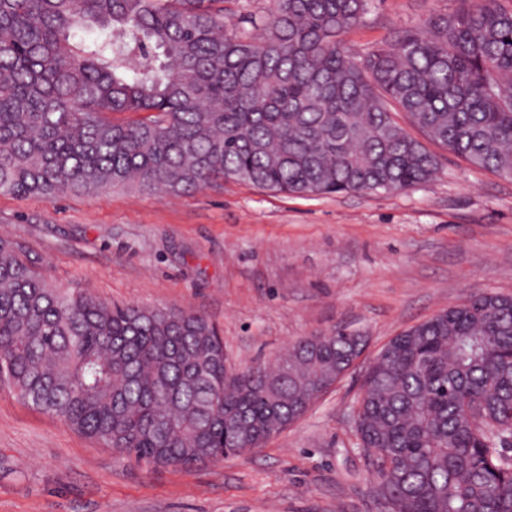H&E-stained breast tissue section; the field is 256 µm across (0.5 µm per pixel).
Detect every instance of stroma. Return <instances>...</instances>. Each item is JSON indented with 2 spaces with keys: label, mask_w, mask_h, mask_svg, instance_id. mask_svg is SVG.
<instances>
[{
  "label": "stroma",
  "mask_w": 512,
  "mask_h": 512,
  "mask_svg": "<svg viewBox=\"0 0 512 512\" xmlns=\"http://www.w3.org/2000/svg\"><path fill=\"white\" fill-rule=\"evenodd\" d=\"M456 0H374L353 49ZM439 171L401 191L294 196L228 180L190 193L116 188L49 202L0 196V237L66 288L189 309L223 332L230 369L341 328L361 360L259 448L184 471L124 459L0 385V512H387L354 406L393 337L471 294L512 295V178L438 149Z\"/></svg>",
  "instance_id": "obj_1"
}]
</instances>
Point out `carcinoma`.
<instances>
[{
  "instance_id": "1",
  "label": "carcinoma",
  "mask_w": 512,
  "mask_h": 512,
  "mask_svg": "<svg viewBox=\"0 0 512 512\" xmlns=\"http://www.w3.org/2000/svg\"><path fill=\"white\" fill-rule=\"evenodd\" d=\"M269 2L0 0V196L400 191L435 177L428 141L512 177L501 0H457L361 51L342 35L370 0ZM92 29L104 39L78 38ZM365 346L303 336L231 375L205 315L59 287L0 239V382L123 458L193 469L258 448ZM356 406L388 512H512V296L474 294L394 336Z\"/></svg>"
}]
</instances>
